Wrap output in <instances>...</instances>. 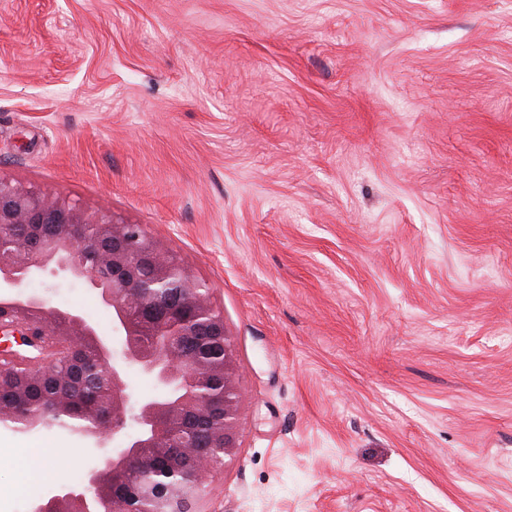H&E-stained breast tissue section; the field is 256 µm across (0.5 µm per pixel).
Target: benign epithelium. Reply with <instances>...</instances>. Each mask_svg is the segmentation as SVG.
Listing matches in <instances>:
<instances>
[{
  "label": "benign epithelium",
  "instance_id": "benign-epithelium-1",
  "mask_svg": "<svg viewBox=\"0 0 512 512\" xmlns=\"http://www.w3.org/2000/svg\"><path fill=\"white\" fill-rule=\"evenodd\" d=\"M5 231L13 251L0 254V378L24 362L38 380L61 387L70 376L58 375V366L87 350L88 369L109 382L105 398L90 403H74L58 389L46 412L27 418L0 403L1 428L60 430L100 451L83 485L50 490L31 512L62 505L91 512L99 498L112 500V512H133L130 502L147 498L152 512H183L198 497L201 473L221 470L240 448L236 348L211 288L143 225L0 177V235ZM37 276L95 291L112 311L119 347L81 311L26 291ZM131 367L154 386L135 402L126 381ZM148 448L191 453L194 475L160 468L129 482Z\"/></svg>",
  "mask_w": 512,
  "mask_h": 512
}]
</instances>
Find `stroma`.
Returning a JSON list of instances; mask_svg holds the SVG:
<instances>
[{"label":"stroma","mask_w":512,"mask_h":512,"mask_svg":"<svg viewBox=\"0 0 512 512\" xmlns=\"http://www.w3.org/2000/svg\"><path fill=\"white\" fill-rule=\"evenodd\" d=\"M0 176L211 285L247 399L202 512H512V0H0Z\"/></svg>","instance_id":"obj_1"}]
</instances>
